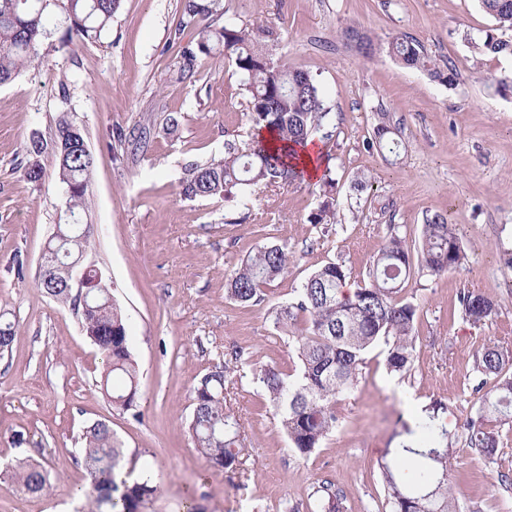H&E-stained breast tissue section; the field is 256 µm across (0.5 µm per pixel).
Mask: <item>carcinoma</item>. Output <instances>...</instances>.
Listing matches in <instances>:
<instances>
[{
	"label": "carcinoma",
	"instance_id": "1",
	"mask_svg": "<svg viewBox=\"0 0 512 512\" xmlns=\"http://www.w3.org/2000/svg\"><path fill=\"white\" fill-rule=\"evenodd\" d=\"M122 0H0V85L15 80L21 72L38 66L42 47L51 38L56 18L64 17L67 27L61 44L76 48L97 39L111 23ZM482 9L499 28L512 30V0H479ZM221 10V0H184L175 34L194 30L192 41L180 50L181 71L190 73L197 64L222 55L235 65L240 86L246 93L249 118L257 136L247 147L234 142L224 146V156L188 165L180 178V193L187 199L226 196L237 191L247 200L252 186L288 185L301 176L298 148L314 132L330 140L335 133L331 112L315 76L304 70H291L284 64H269V43L280 39L274 27L250 29L229 19L222 26L210 22ZM390 55L401 63L424 69L435 80L452 84L453 72H445L429 58L420 42L393 35L388 41ZM269 129L283 143L274 151L266 145L262 131ZM382 123L375 131L379 151L397 154L399 142L390 137ZM87 142L80 125L61 116L49 138L33 136L26 147L29 160L24 176L38 183L44 176L39 157L52 152L57 159V177L64 186L72 213L88 209V192L94 156L82 148ZM323 201L311 215L312 224H333L336 219V179L330 169L323 171ZM92 229L70 233L58 225V233L48 246L64 252L63 262L88 254ZM294 255L280 245H263L243 261L227 282L228 295L242 304L264 300V288L288 273ZM468 263L456 225L445 214H435L423 225L421 245L409 244L406 237L392 234L368 271V281L349 291L343 265L329 262L312 272L297 289L293 302L276 311V324L286 328L304 315L307 327L294 337L299 368L287 375L272 366L257 374L289 448L306 458L320 447L336 428V401L353 391L364 355L379 343L387 347L386 363L395 373L406 372L412 362L417 309L398 298L415 271L438 275L461 269ZM38 287L80 317L86 336L93 340L106 359L101 390L122 410L130 409L139 393L140 371L130 350L127 318L117 301L107 306L100 301L87 308L78 305L57 273L44 269ZM465 316L474 324L486 321L496 312L492 301L469 291L461 298ZM243 352L232 350L224 364L204 375L193 389V410L188 434L209 466L234 470L249 441L232 409L227 407L224 383L230 364L240 361ZM479 374L473 391L479 394L476 415L467 419L462 431L451 429L439 415L440 406L425 409L413 426L403 425L394 434L396 445L386 450L380 464L390 512H460L448 486V465L454 445L464 436L467 446L491 457L498 448V431L491 423H512V353L488 345L476 354ZM496 384L484 389L486 379ZM79 459L90 477L86 502L81 512H146L162 491V477L147 471L132 482L123 476L125 450L104 421L85 428ZM13 481L31 493L50 489L47 471L39 464L18 462ZM316 508L320 512H345L334 485L320 482Z\"/></svg>",
	"mask_w": 512,
	"mask_h": 512
}]
</instances>
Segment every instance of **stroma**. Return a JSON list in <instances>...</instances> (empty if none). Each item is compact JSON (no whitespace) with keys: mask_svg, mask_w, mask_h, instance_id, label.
Returning <instances> with one entry per match:
<instances>
[{"mask_svg":"<svg viewBox=\"0 0 512 512\" xmlns=\"http://www.w3.org/2000/svg\"><path fill=\"white\" fill-rule=\"evenodd\" d=\"M216 24L233 18L282 38L273 59L317 74L336 126L323 144L337 183L336 224L309 221L320 185L253 188L238 198L181 196L185 167L222 156L226 142L253 132L235 67L219 57L181 78L174 29L182 0H123L111 28L77 50L47 45L38 67L0 86V319L16 326L0 354V512H76L89 478L76 455L83 429L107 422L123 442L134 476L155 470L162 492L149 512H311L321 481L332 482L346 512H385L379 463L395 430L433 401L447 422L474 415L475 356L484 346L512 352V95L491 80L512 73V54L483 51L486 36L512 41L478 0H222ZM352 24L373 41L362 56L341 35ZM419 41L456 80L445 85L404 66L390 36ZM181 115L178 131L163 119ZM69 114L87 134L95 158L87 219L92 258L130 319V348L142 374L131 410L113 408L99 381L100 351L79 317L37 286L56 225L73 221L57 180V159L42 154L41 183L24 176L32 132L50 134ZM400 143L395 156L367 148L378 124ZM115 150H108L110 139ZM368 175L364 190L354 177ZM451 215L469 255L466 268L420 272L401 293L418 310L409 370L386 365L387 348L365 356L357 387L336 404V429L308 458L288 447L257 381L259 366L293 373V339L274 309L325 263L343 264L349 286L366 271L391 232L421 236L428 216ZM282 245L297 263L271 282L265 299L245 306L226 281L260 245ZM481 293L497 309L483 323L459 303ZM244 356L225 396L251 446L233 471L215 470L193 447L187 427L192 391L223 364ZM451 486L462 512H512V425L486 458L457 441ZM41 463L51 494L17 489L7 471L18 460Z\"/></svg>","mask_w":512,"mask_h":512,"instance_id":"1","label":"stroma"}]
</instances>
